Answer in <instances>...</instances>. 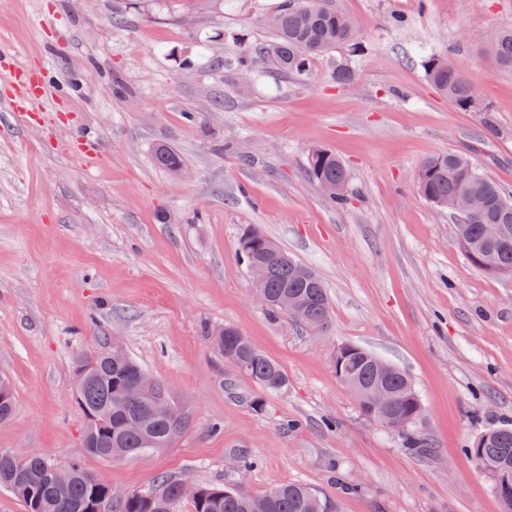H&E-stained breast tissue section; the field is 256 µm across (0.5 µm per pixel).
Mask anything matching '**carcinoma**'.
<instances>
[{
	"mask_svg": "<svg viewBox=\"0 0 512 512\" xmlns=\"http://www.w3.org/2000/svg\"><path fill=\"white\" fill-rule=\"evenodd\" d=\"M269 24L275 38L254 44L234 39L233 48L214 60V66L251 77L256 61L264 59L273 69L299 79L311 75L314 61L338 51L353 56L361 50L362 30L348 16L337 11L328 0H281ZM487 48L498 69L512 72V28L496 30L487 40ZM422 67L427 80L457 109L487 112L477 85L457 71L448 58L429 54ZM357 77L354 66L339 62L331 72L338 87L352 84ZM156 162L173 173L184 162L174 149L161 145L155 151ZM307 169L317 185L335 188L328 194L335 204L346 201L349 173L341 159L325 149H316L307 157ZM420 195L433 206L452 213L457 200L470 195L481 201L474 215L458 220L464 227L460 245L465 257L477 268L487 261L497 274L512 273V193L489 178L465 152H444L424 160L417 171ZM500 225L498 237L489 236V227ZM272 241L259 228L245 229L239 237V250L246 264L263 261L270 266L265 284L269 295L268 311L299 321L307 327L327 333L331 329L330 303L319 278L302 279L298 271L304 265L280 248L269 250ZM215 349L240 373L261 389L278 393L288 387L282 366L258 349L249 337L233 326L212 333ZM378 356L350 343L338 345L333 354L336 377L355 396L363 416L371 412L367 392L385 385L393 395L391 410L399 420L411 425L401 435L408 451L432 450L418 422L424 406L408 376L398 367L383 372ZM90 366L88 373L75 379L76 398L85 418L84 448L102 461L114 462L169 448L189 424L188 416L175 408L166 415L151 412L153 401L162 395L160 384L139 396L127 393L142 371L124 351L101 353L78 361ZM466 452L480 468L490 473L494 491L512 512V424L491 428L478 436ZM70 477L62 487L47 477L41 463L29 457L19 459L0 452V489L24 503L26 512H178L185 501L180 495L182 479L160 477L149 494L129 493L127 499L109 500L107 486L82 464L67 465ZM190 498L192 512H339L336 497L321 493L298 482L280 484L262 495L243 488L196 487Z\"/></svg>",
	"mask_w": 512,
	"mask_h": 512,
	"instance_id": "1",
	"label": "carcinoma"
}]
</instances>
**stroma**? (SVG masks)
<instances>
[{"label": "stroma", "mask_w": 512, "mask_h": 512, "mask_svg": "<svg viewBox=\"0 0 512 512\" xmlns=\"http://www.w3.org/2000/svg\"><path fill=\"white\" fill-rule=\"evenodd\" d=\"M278 2L0 0V377L16 399L0 451L78 459L142 494L163 474L256 495L300 482L341 512H504L465 449L512 422V275L466 259L416 174L466 149L512 191V75L486 48L512 27V0H333L365 32L344 88L333 55L307 80L214 68L232 35L273 40ZM431 53L479 85L489 115L431 87ZM23 74L42 89L21 118ZM160 143L183 173L156 163ZM314 147L347 163V205L310 178ZM252 225L318 274L329 333L256 302L237 247ZM227 325L281 364L286 391L214 350L208 330ZM341 343L408 375L432 453L360 413L333 368ZM116 345L189 425L172 447L105 462L83 446L73 371Z\"/></svg>", "instance_id": "35a3bbf8"}]
</instances>
